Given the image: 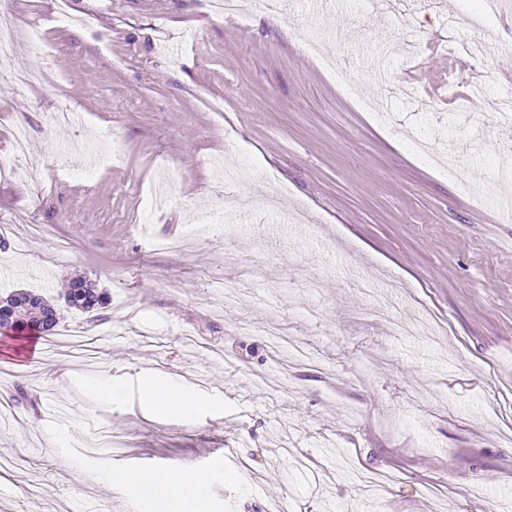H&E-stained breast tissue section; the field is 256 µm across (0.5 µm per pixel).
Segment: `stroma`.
Returning a JSON list of instances; mask_svg holds the SVG:
<instances>
[{
  "label": "stroma",
  "instance_id": "stroma-1",
  "mask_svg": "<svg viewBox=\"0 0 512 512\" xmlns=\"http://www.w3.org/2000/svg\"><path fill=\"white\" fill-rule=\"evenodd\" d=\"M54 2L20 0L0 61L17 168L0 178V292L62 307L50 352L0 334V512H145L103 481L142 468L211 470L195 512L512 505V221L494 204L512 194L495 119L512 11L286 0L243 22L215 0H67L87 24L62 29ZM476 38L494 51L473 58ZM446 62L457 100L409 85ZM77 275L108 289L103 315L63 308ZM414 312L444 334H401ZM147 375L178 377L198 408L150 413Z\"/></svg>",
  "mask_w": 512,
  "mask_h": 512
}]
</instances>
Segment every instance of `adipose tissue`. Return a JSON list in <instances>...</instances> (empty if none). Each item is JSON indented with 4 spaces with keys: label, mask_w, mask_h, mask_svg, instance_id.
<instances>
[{
    "label": "adipose tissue",
    "mask_w": 512,
    "mask_h": 512,
    "mask_svg": "<svg viewBox=\"0 0 512 512\" xmlns=\"http://www.w3.org/2000/svg\"><path fill=\"white\" fill-rule=\"evenodd\" d=\"M144 399L147 406L160 414L186 413L196 408L197 403L177 378L162 382L147 378L144 383ZM107 484L136 485L145 504L165 501L168 512H186L188 501L199 497L210 484V477L193 469L177 472L142 471L105 475Z\"/></svg>",
    "instance_id": "1"
}]
</instances>
